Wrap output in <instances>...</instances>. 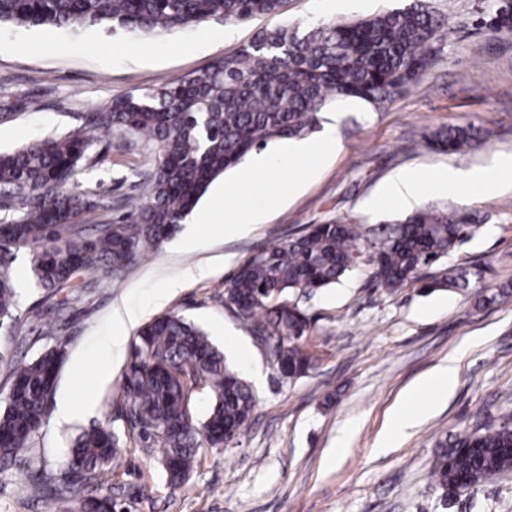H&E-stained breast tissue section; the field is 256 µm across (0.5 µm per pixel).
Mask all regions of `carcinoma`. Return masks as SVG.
<instances>
[{
  "instance_id": "1",
  "label": "carcinoma",
  "mask_w": 512,
  "mask_h": 512,
  "mask_svg": "<svg viewBox=\"0 0 512 512\" xmlns=\"http://www.w3.org/2000/svg\"><path fill=\"white\" fill-rule=\"evenodd\" d=\"M284 0H0V25L54 27L77 32L105 25L128 33L163 34L207 19L248 21L280 12ZM487 28L512 34V12L487 4ZM442 22L426 0L346 22L301 29H263L215 60L202 74L177 84L136 90L85 116L86 128L0 152V247L28 249L31 271L50 290L78 271L118 275L174 237L209 185L249 153L276 140L316 131L320 113L336 100L383 106L433 67L432 43ZM0 84V117L34 105L13 101ZM145 142L146 168L124 198L131 211L92 228L82 216L108 211L98 188L82 187L78 167L90 159L89 131ZM484 129L472 123L437 128L425 146L448 153L483 147ZM484 223L477 212L432 206L374 232L345 222L313 224L283 245L259 249L224 283V307L253 337L282 358L288 378L304 377L316 360L304 301L361 264L375 287L393 295L425 266L438 262ZM480 270L449 271L430 288L460 289ZM0 319H14L15 291L0 270ZM65 359L64 346L10 365V389L0 409V472L13 467L42 428ZM120 406L127 431L110 427L78 435L59 472L34 470L48 512H118L110 489L112 462L132 443L162 450L171 488L181 486L203 448H220L249 424L255 399L203 330L174 314L141 327L124 375ZM210 396L201 419L191 403ZM512 470V417L482 427L453 444L440 443L430 488L448 500Z\"/></svg>"
}]
</instances>
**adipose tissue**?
Segmentation results:
<instances>
[{"label": "adipose tissue", "instance_id": "adipose-tissue-1", "mask_svg": "<svg viewBox=\"0 0 512 512\" xmlns=\"http://www.w3.org/2000/svg\"><path fill=\"white\" fill-rule=\"evenodd\" d=\"M336 136L334 132H326L321 141L300 142L288 147L281 158L280 166H268L258 158H245L235 183L230 188L233 203L224 209V222L228 230L246 232L249 224L241 215L243 205L254 202L256 199V184L253 175L258 171H267L277 174L279 167L292 166L293 162L301 157H312L323 154L326 149L334 146ZM456 367L447 365L437 369L425 377L418 388L405 395L401 406L395 412L390 433L393 438H400L413 428L418 419L431 407L435 400L447 396L455 383Z\"/></svg>", "mask_w": 512, "mask_h": 512}]
</instances>
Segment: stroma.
I'll list each match as a JSON object with an SVG mask.
<instances>
[{"instance_id":"obj_1","label":"stroma","mask_w":512,"mask_h":512,"mask_svg":"<svg viewBox=\"0 0 512 512\" xmlns=\"http://www.w3.org/2000/svg\"><path fill=\"white\" fill-rule=\"evenodd\" d=\"M405 3L286 0L273 16L209 20L162 37L98 27L71 33L1 26L0 82L25 107L0 122V151L79 130L83 113L199 73L258 30L309 28ZM430 3L443 26L429 74L378 109L356 100L333 103L328 112L336 117L338 148L296 161L285 177L297 190L262 209L250 232L225 234L220 212L208 224L198 219L235 177L230 169L172 240L122 276L83 271L48 291L35 283L29 251L9 254L16 320L0 326V408L9 389L6 362L66 344L51 414L28 457L56 470L71 438L112 423L129 362L110 360L108 338L133 343L138 327L124 324L128 311L142 310L147 320L175 311L223 350L251 385L256 406L240 437L204 449L176 489L165 483L159 451L127 449L112 465V491L127 512H512V471L447 502L427 490L439 443L512 413L511 185L454 195L424 186L420 207L451 202L487 219L425 275L477 264L482 281L463 291L411 282L389 296L375 288L368 267H360L307 303L312 325L306 345L318 360L306 377L283 379L264 347L224 307L225 281L259 247L286 243L312 224L345 221L367 231L405 217L407 208L385 194L394 175L430 178L451 167L489 172L495 159L512 157V38L476 27L484 0ZM463 122L486 129L487 145L465 154L421 146L424 134ZM141 151L100 136L79 180L120 197L135 179ZM191 267L208 274L184 280ZM175 282L179 290L169 293ZM52 326L59 336L49 335ZM450 362L457 378L448 399L407 435L390 439L402 395ZM64 406L73 415L60 423L55 415ZM344 430L349 436L341 447L337 438ZM33 483L23 465L0 473V512H47L45 499L30 490Z\"/></svg>"}]
</instances>
